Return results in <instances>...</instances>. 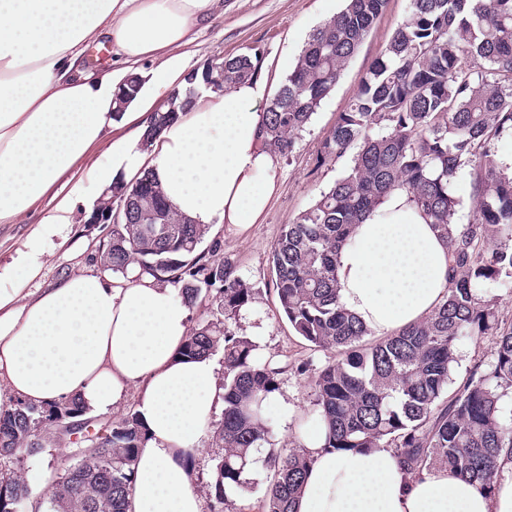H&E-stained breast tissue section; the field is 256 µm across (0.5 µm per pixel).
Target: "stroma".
<instances>
[{"label":"stroma","instance_id":"35a3bbf8","mask_svg":"<svg viewBox=\"0 0 512 512\" xmlns=\"http://www.w3.org/2000/svg\"><path fill=\"white\" fill-rule=\"evenodd\" d=\"M223 3V15L210 27L197 30L188 46L187 69L201 67L217 56L256 53L260 56L258 76L265 81L271 95L292 70L310 32L343 6V0H223ZM409 7V0H387L376 26L307 130L298 136L292 153L280 156L277 191L262 223L254 225L243 239L224 231L210 232L198 246L202 254L213 252L231 263L251 290L244 309L236 314H224L226 328L235 335L254 338L259 359L279 361L285 368L269 410L270 442L282 450L298 447L302 423L316 413L314 376L322 366L336 359L337 352L310 347L280 318L269 263L271 248L283 226L292 223L347 169L349 160L345 157L319 162L320 143L334 126L337 114L345 111L354 99L363 76L406 18ZM108 230V225L81 221L67 225L48 246L36 287L54 286L80 272H100L96 248ZM494 348L495 338L491 335L461 341L453 373L455 382L465 381L477 366L488 364Z\"/></svg>","mask_w":512,"mask_h":512}]
</instances>
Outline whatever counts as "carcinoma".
I'll use <instances>...</instances> for the list:
<instances>
[{
  "label": "carcinoma",
  "mask_w": 512,
  "mask_h": 512,
  "mask_svg": "<svg viewBox=\"0 0 512 512\" xmlns=\"http://www.w3.org/2000/svg\"><path fill=\"white\" fill-rule=\"evenodd\" d=\"M386 0H346V6L309 34L297 63L262 112L264 147L290 152L334 90L385 7ZM224 87L257 77L260 57L218 61ZM143 79L122 83L131 98H115L121 114ZM186 85L170 92L177 111L152 113L142 138L152 142L187 111ZM512 131V0H410L407 19L373 61L349 108L320 144L319 161L347 155L351 163L313 205L285 225L271 250L279 312L295 333L320 349H336L314 379L317 411L327 425L324 447L388 448L406 470L434 465L476 479L493 490L497 459L512 450V322L496 315L497 298L481 288L512 279V173L495 158V142ZM467 172L472 215L465 223L451 186ZM397 189L407 190L448 243L453 287L421 321L375 343L339 302L336 254L355 225ZM113 191L131 197L130 223L112 225L102 265L180 286L193 306L209 293L224 311L247 305L250 288L234 267L197 252L207 229L179 215L148 173ZM496 337L492 360L454 385L457 345ZM224 351V419L214 431L211 496L225 501L224 484L248 489V471L263 462L272 471L265 512H292L309 459L300 449H268L267 396L283 367L257 358L256 345L232 335L223 322L198 324L182 355ZM11 399L0 404V512H22L30 487L24 472L30 441L52 435L58 408ZM146 428L132 414L112 427V440L93 439L73 449V463L57 474L45 512H125L135 485L133 462Z\"/></svg>",
  "instance_id": "carcinoma-1"
}]
</instances>
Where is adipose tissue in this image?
<instances>
[{
	"label": "adipose tissue",
	"instance_id": "obj_1",
	"mask_svg": "<svg viewBox=\"0 0 512 512\" xmlns=\"http://www.w3.org/2000/svg\"><path fill=\"white\" fill-rule=\"evenodd\" d=\"M219 0H0V224H22L42 201L25 248L0 268V388L36 404L78 398L84 409H118L136 389L148 437L134 462L128 512H203L184 463L202 450L223 403L211 359L188 358L191 311L174 287L149 275L77 274L39 294L44 247L74 221L83 183L101 188L151 172L174 210L246 237L276 190L279 158L259 127L264 84L202 91L148 151L120 128L143 129L153 108L141 90L113 112L131 66L158 61L156 86L182 82L179 48L215 19ZM109 40L117 70L85 62ZM107 142L106 160L94 150ZM339 300L378 337L442 304L448 249L410 194L390 193L336 259ZM325 426L309 421L300 445L310 459L294 512H512V453L498 459L493 491L445 468L409 473L394 449L330 452Z\"/></svg>",
	"mask_w": 512,
	"mask_h": 512
}]
</instances>
